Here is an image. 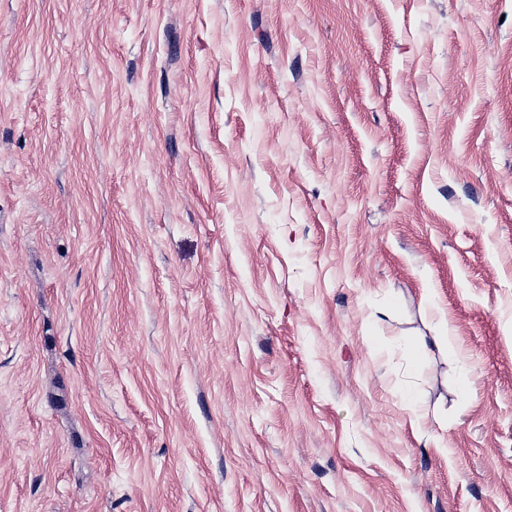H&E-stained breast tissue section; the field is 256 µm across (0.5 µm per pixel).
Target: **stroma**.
<instances>
[{
  "instance_id": "stroma-1",
  "label": "stroma",
  "mask_w": 512,
  "mask_h": 512,
  "mask_svg": "<svg viewBox=\"0 0 512 512\" xmlns=\"http://www.w3.org/2000/svg\"><path fill=\"white\" fill-rule=\"evenodd\" d=\"M0 512H512V0H0Z\"/></svg>"
}]
</instances>
